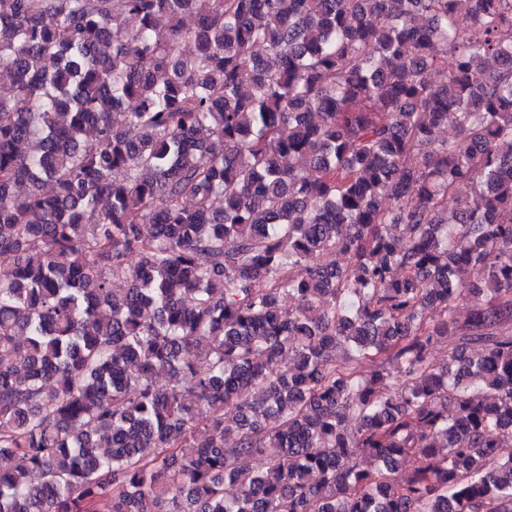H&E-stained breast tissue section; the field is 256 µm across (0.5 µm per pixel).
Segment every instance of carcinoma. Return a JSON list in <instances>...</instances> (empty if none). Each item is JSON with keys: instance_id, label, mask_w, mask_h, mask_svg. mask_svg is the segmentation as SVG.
<instances>
[{"instance_id": "carcinoma-1", "label": "carcinoma", "mask_w": 512, "mask_h": 512, "mask_svg": "<svg viewBox=\"0 0 512 512\" xmlns=\"http://www.w3.org/2000/svg\"><path fill=\"white\" fill-rule=\"evenodd\" d=\"M0 72V512H512V0H0Z\"/></svg>"}]
</instances>
